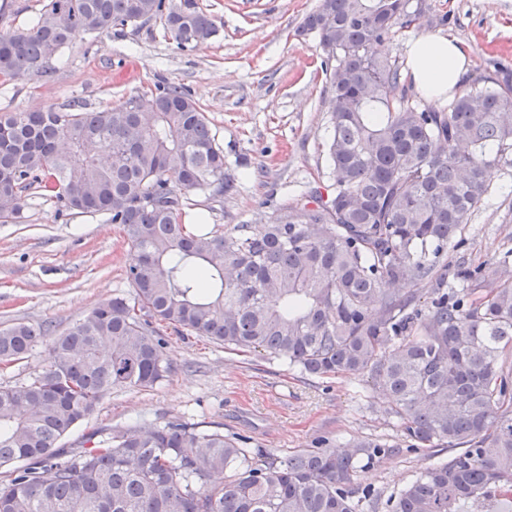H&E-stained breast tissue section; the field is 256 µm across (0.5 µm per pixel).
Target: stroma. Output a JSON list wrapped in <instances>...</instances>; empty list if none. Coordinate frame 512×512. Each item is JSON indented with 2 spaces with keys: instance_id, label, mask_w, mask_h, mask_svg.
Masks as SVG:
<instances>
[{
  "instance_id": "stroma-1",
  "label": "stroma",
  "mask_w": 512,
  "mask_h": 512,
  "mask_svg": "<svg viewBox=\"0 0 512 512\" xmlns=\"http://www.w3.org/2000/svg\"><path fill=\"white\" fill-rule=\"evenodd\" d=\"M192 2L219 27L207 45L179 49L155 22L79 34L47 74L19 81L0 76V112L61 107L74 99L93 109L159 82L181 85L205 113L226 172L239 182L237 193L220 201L190 194L186 223L205 220L216 234L232 224L268 223L304 183H329L323 101L330 84L315 38L296 34L317 0ZM431 2L448 15L438 34L459 41L471 61L464 84L491 70L493 61L512 63V0ZM23 214L21 223H0V327L29 322L53 338L102 301L132 296L125 276L131 246L121 225L59 209L43 197L28 199ZM511 249L512 167H496L464 245L448 255L449 285H458V270ZM161 334L165 380L148 391H113L62 446L77 448L94 434L179 416L250 438L282 457L321 442L342 449L362 440L397 446L396 455L358 473V499L368 490L387 497L422 467L451 455L445 448L408 450L383 399L364 398L354 377L309 379L265 353L229 351L171 327ZM50 365L49 345L39 343L26 358L0 364V386L28 383Z\"/></svg>"
}]
</instances>
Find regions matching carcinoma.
I'll list each match as a JSON object with an SVG mask.
<instances>
[{"label":"carcinoma","instance_id":"carcinoma-1","mask_svg":"<svg viewBox=\"0 0 512 512\" xmlns=\"http://www.w3.org/2000/svg\"><path fill=\"white\" fill-rule=\"evenodd\" d=\"M448 16L427 0H318L299 34L324 55L333 183L302 190L261 226L193 233L186 193L236 192L201 108L175 84L119 105L0 112V223L29 192L121 224L132 249L123 295L51 345L42 375L0 387V512H356L360 468L385 443L305 448L280 457L196 424L113 430L80 452L58 441L117 388L148 390L167 372L152 321L265 352L314 377L351 375L389 400L413 448L456 450L378 512H512V251L448 288L449 250L512 165V69L502 63L446 105L409 94L387 51ZM162 22L182 50L211 41L214 19L189 0H45L24 29L0 33V74L24 80L77 33ZM47 330L0 327V362L23 359Z\"/></svg>","mask_w":512,"mask_h":512}]
</instances>
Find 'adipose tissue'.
I'll list each match as a JSON object with an SVG mask.
<instances>
[{"mask_svg": "<svg viewBox=\"0 0 512 512\" xmlns=\"http://www.w3.org/2000/svg\"><path fill=\"white\" fill-rule=\"evenodd\" d=\"M466 64L463 49L446 37L426 34L411 44L410 73L415 86L427 98L443 97L460 87Z\"/></svg>", "mask_w": 512, "mask_h": 512, "instance_id": "1", "label": "adipose tissue"}]
</instances>
